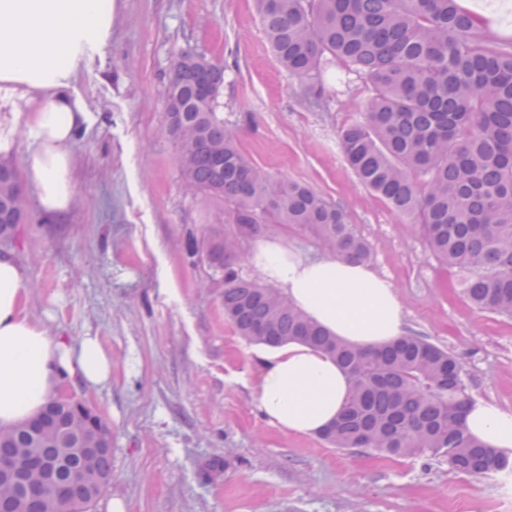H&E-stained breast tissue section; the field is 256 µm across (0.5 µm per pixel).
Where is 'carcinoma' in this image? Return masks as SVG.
I'll list each match as a JSON object with an SVG mask.
<instances>
[{"mask_svg": "<svg viewBox=\"0 0 512 512\" xmlns=\"http://www.w3.org/2000/svg\"><path fill=\"white\" fill-rule=\"evenodd\" d=\"M279 62L319 99L315 76L336 66L367 86L363 112L339 136L360 182L415 224L433 255L456 270L475 307L512 317V44L501 45L460 0H256ZM224 67L191 47L172 61L165 95L169 133L188 190L224 200L225 223L185 250L222 289L224 316L268 347L300 341L352 378L340 419L320 436L336 448L397 457L445 458L461 473L489 475L509 459L469 435L460 358L408 332L378 349L350 346L279 290L238 269L242 244L263 224L299 226L342 258L371 249L345 213L308 186L273 177L241 151L224 126ZM0 207L23 214L14 166L0 164ZM90 437L66 407L38 424L0 429V467L19 448H77ZM77 485L64 500L27 494L0 478V512H84Z\"/></svg>", "mask_w": 512, "mask_h": 512, "instance_id": "cac0c4a2", "label": "carcinoma"}]
</instances>
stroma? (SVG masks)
<instances>
[{"label": "stroma", "instance_id": "35a3bbf8", "mask_svg": "<svg viewBox=\"0 0 512 512\" xmlns=\"http://www.w3.org/2000/svg\"><path fill=\"white\" fill-rule=\"evenodd\" d=\"M512 41V0H460ZM185 47L224 67V125L245 155L345 211L398 290L405 331L457 355L472 397L512 412V317L474 307L415 226L362 185L338 136L362 80L321 76L322 106L268 43L254 0H115L112 38L73 84L90 122L77 134L74 200L60 220L24 189L12 252L26 309L50 330L97 337L112 382L67 390L112 432V476L92 512H512V470L453 471L445 459L340 449L286 434L260 413L259 345L224 318L220 289L189 258L188 236L224 221L223 202L188 191L166 132L165 91Z\"/></svg>", "mask_w": 512, "mask_h": 512}]
</instances>
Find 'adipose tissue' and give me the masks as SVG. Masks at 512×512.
I'll list each match as a JSON object with an SVG mask.
<instances>
[{
  "label": "adipose tissue",
  "instance_id": "ef3b65f1",
  "mask_svg": "<svg viewBox=\"0 0 512 512\" xmlns=\"http://www.w3.org/2000/svg\"><path fill=\"white\" fill-rule=\"evenodd\" d=\"M113 9V0H0V162H10L15 130L24 127L27 179L51 220L72 205V144L88 120L72 83L83 62L111 38ZM249 260L294 306L350 344L375 348L403 333L397 289L364 264L312 259L279 240L258 242ZM26 280L25 268L0 254L3 429L39 415L62 381L76 379L90 389L112 381V359L97 337L75 341L50 334L26 312ZM260 360L255 394L269 423L311 435L336 422L352 380L332 357L291 341L261 351ZM464 426L483 445L512 453V413L479 402L466 412Z\"/></svg>",
  "mask_w": 512,
  "mask_h": 512
}]
</instances>
